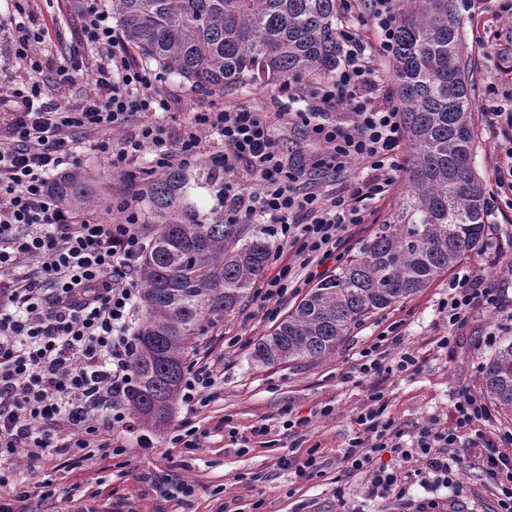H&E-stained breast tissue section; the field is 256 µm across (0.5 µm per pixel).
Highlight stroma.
<instances>
[{"label":"stroma","instance_id":"35a3bbf8","mask_svg":"<svg viewBox=\"0 0 512 512\" xmlns=\"http://www.w3.org/2000/svg\"><path fill=\"white\" fill-rule=\"evenodd\" d=\"M77 0H32L24 20L34 27H49L51 41L44 51V72L54 75L62 58L76 45L80 31ZM466 54L478 79L476 105L484 103V89L512 91V15L500 12L496 0L488 10L462 14ZM162 90L179 101L164 124L171 138H181L199 106L228 104L273 111L277 83L212 95L192 91L176 74L162 72ZM477 150L475 169L487 202V223L480 249L463 261L480 274L485 285L497 288V307H477L453 348H438L448 326L440 303L448 295L447 278L392 307L372 314L353 329L334 354L322 360H296L276 365L253 361L254 343L271 332L274 319L264 317L255 290H248L237 308L223 319L206 325L189 349V358L210 352L216 362V381L207 406L187 411L177 403L165 428L158 431L157 448L150 455L130 448L119 456L97 460L90 469L75 473L41 466L28 470L31 482L50 481L55 491L48 512H67L68 490L73 483L88 491L104 489L127 503L128 512H174L147 480L150 472L170 474L173 481L194 482L200 490L195 512H416L426 498L446 500L449 512H495L496 496L475 460H467L457 485L427 488L412 485L404 499L381 500L368 495L366 474L346 472L341 458L357 426L355 419L371 388H378L403 441H410L429 419L442 426L454 424L453 406L461 391H481L487 357L512 340V208H506L495 187L497 155L485 130V117L475 113ZM271 135L278 147L306 167L319 145L311 142L301 125L276 122ZM400 323L405 346L414 349L418 364L408 372L383 377L356 374L360 352L391 323ZM306 418L302 427L286 425L288 416ZM190 420L203 438L199 448L172 447L183 420ZM265 425L257 437L252 429ZM314 452L317 465L306 477L281 468V456L305 457ZM344 487L346 504L336 499Z\"/></svg>","mask_w":512,"mask_h":512}]
</instances>
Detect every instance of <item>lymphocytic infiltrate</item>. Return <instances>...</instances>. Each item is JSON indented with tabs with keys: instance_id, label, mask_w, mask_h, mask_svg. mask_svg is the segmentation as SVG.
I'll list each match as a JSON object with an SVG mask.
<instances>
[{
	"instance_id": "1",
	"label": "lymphocytic infiltrate",
	"mask_w": 512,
	"mask_h": 512,
	"mask_svg": "<svg viewBox=\"0 0 512 512\" xmlns=\"http://www.w3.org/2000/svg\"><path fill=\"white\" fill-rule=\"evenodd\" d=\"M80 37L57 78H42L37 45L48 29L30 30L14 15L0 17V30L14 33V55L26 66L24 81L0 79V106L10 112L0 126V512H37L54 495L48 482L26 485L17 472L38 463H61L75 470L97 452L122 455L118 435L131 431L126 398L134 386L130 358L135 340L131 321L139 300L137 269L147 243L134 194L114 195L105 213L66 207L48 185L55 173L77 167L83 148L97 151L117 174L149 155V171L192 169L208 163L220 172L215 183L228 224H266L278 246L275 274L257 294L266 317L275 303L301 285L302 270L342 259L350 226L365 223L367 204L384 199L405 166L404 130L397 107L361 97L379 80L375 61L392 55L396 0H340L344 22L339 40L341 65L326 80L304 89L300 79L278 89L275 113L228 106L194 112L181 143H174L158 115L174 98L162 93L154 71L137 63L112 25L103 0H79ZM376 32L365 40L363 28ZM96 51L92 88L76 105L64 107L53 96L60 83L76 84L82 49ZM346 109L349 125L329 122L316 102ZM147 113L149 121L128 128L130 117ZM301 124L324 151L309 163L318 173H340L359 162L371 177L354 178L339 194L296 193V167L269 134L272 120ZM488 128L500 155L496 184L512 207V104L498 99L489 107ZM261 189L251 192L248 180ZM497 289L483 286L471 272L448 280L440 306L448 333L440 348L454 344L475 306H496ZM402 334L391 325L364 348L358 372L387 373V350L400 348L397 366H415L401 348ZM209 356L193 360L182 380V401L203 406L215 382ZM380 391L374 390L357 416L358 432L342 456L347 470L368 471L369 494L384 499L406 493L403 464L417 462L422 484H454L463 456L477 459L497 497V512H512V431L492 425V413L480 397L463 393L454 404L455 425L429 419L410 443L391 419ZM390 453L393 466H374L375 456Z\"/></svg>"
}]
</instances>
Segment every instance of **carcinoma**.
<instances>
[{"label":"carcinoma","mask_w":512,"mask_h":512,"mask_svg":"<svg viewBox=\"0 0 512 512\" xmlns=\"http://www.w3.org/2000/svg\"><path fill=\"white\" fill-rule=\"evenodd\" d=\"M112 13L134 55L179 75L195 92L329 77L340 63L336 0H112ZM392 61L411 148L407 191L357 253L255 344L259 362L333 354L366 317L428 287L482 242L475 82L464 60L459 0H398ZM131 181L152 237L138 271L128 408L143 427L159 430L179 399L192 339L263 277L272 243L262 230L187 205L190 181L181 168ZM51 190L80 210L100 199L81 171L57 177ZM482 388L496 409L512 415V343L487 358Z\"/></svg>","instance_id":"carcinoma-1"}]
</instances>
